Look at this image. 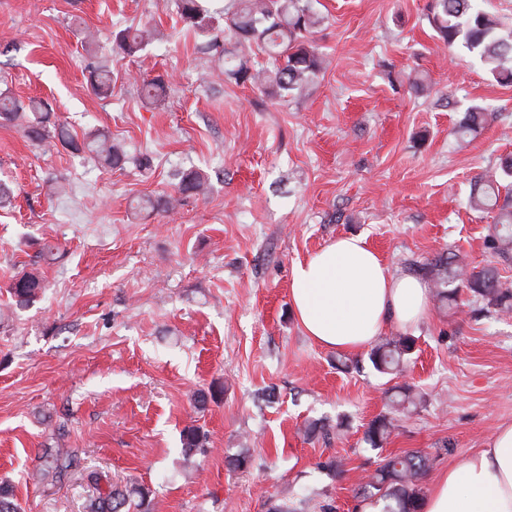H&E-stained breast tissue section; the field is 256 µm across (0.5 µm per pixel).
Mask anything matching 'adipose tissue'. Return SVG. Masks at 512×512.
I'll list each match as a JSON object with an SVG mask.
<instances>
[{"instance_id":"obj_1","label":"adipose tissue","mask_w":512,"mask_h":512,"mask_svg":"<svg viewBox=\"0 0 512 512\" xmlns=\"http://www.w3.org/2000/svg\"><path fill=\"white\" fill-rule=\"evenodd\" d=\"M294 315L306 336L336 351L373 343L389 325L422 320L430 288L394 274L361 236H341L295 266L290 281ZM420 512H512V422L502 423L484 448L441 473Z\"/></svg>"}]
</instances>
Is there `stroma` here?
I'll return each instance as SVG.
<instances>
[{
  "mask_svg": "<svg viewBox=\"0 0 512 512\" xmlns=\"http://www.w3.org/2000/svg\"><path fill=\"white\" fill-rule=\"evenodd\" d=\"M428 3L310 0L322 22L309 40L329 64L279 99L218 78L175 0H0V91L48 102L76 139L99 130L130 157L110 170L0 125V179L16 194L0 210V479L21 512H85L91 471L151 488L155 512H356L384 456L424 453L426 491L512 421V316L470 293L409 328L397 379L367 350L314 344L291 308L293 267L343 235L397 274L452 252L512 283V258L486 247L492 214L467 207L471 181L512 153V85L444 47ZM130 25L156 32L132 57L112 42ZM97 61L112 72L105 99L88 85ZM140 77L162 78L166 96L143 104ZM472 105L487 122L462 146L454 129ZM190 168L206 195L132 211ZM51 182L64 194L47 195ZM30 270L45 292L10 310L7 286ZM399 385L421 399L394 413ZM203 389L216 395L200 410ZM386 413L393 432L371 448L364 431ZM191 425L207 443L188 457ZM46 447L78 450L64 483L35 479ZM243 450L247 469H232Z\"/></svg>",
  "mask_w": 512,
  "mask_h": 512,
  "instance_id": "1",
  "label": "stroma"
}]
</instances>
